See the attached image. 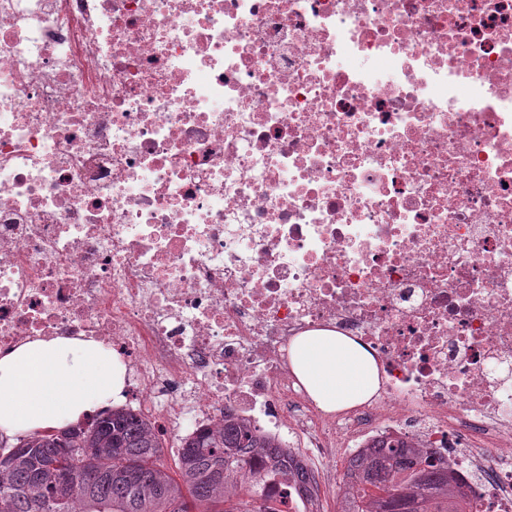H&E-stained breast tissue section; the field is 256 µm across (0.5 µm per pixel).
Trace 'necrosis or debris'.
<instances>
[{"label": "necrosis or debris", "instance_id": "1", "mask_svg": "<svg viewBox=\"0 0 512 512\" xmlns=\"http://www.w3.org/2000/svg\"><path fill=\"white\" fill-rule=\"evenodd\" d=\"M322 328L379 365L344 414ZM54 337L158 435L274 438L283 512L394 441L512 512V0H0V355ZM289 360L313 404L325 412L361 404L378 386V369L370 352L333 330L296 336L289 346Z\"/></svg>", "mask_w": 512, "mask_h": 512}]
</instances>
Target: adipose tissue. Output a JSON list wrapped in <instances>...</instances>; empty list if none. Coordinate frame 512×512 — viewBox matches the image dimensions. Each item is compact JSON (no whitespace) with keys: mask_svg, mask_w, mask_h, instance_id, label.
Here are the masks:
<instances>
[{"mask_svg":"<svg viewBox=\"0 0 512 512\" xmlns=\"http://www.w3.org/2000/svg\"><path fill=\"white\" fill-rule=\"evenodd\" d=\"M292 371L314 403L336 412L369 399L378 386L373 356L329 329L295 337ZM125 368L100 345L38 339L0 357V431L23 434L79 422L121 398Z\"/></svg>","mask_w":512,"mask_h":512,"instance_id":"adipose-tissue-1","label":"adipose tissue"}]
</instances>
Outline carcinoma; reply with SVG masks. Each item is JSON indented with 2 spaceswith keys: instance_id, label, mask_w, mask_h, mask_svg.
Instances as JSON below:
<instances>
[{
  "instance_id": "obj_1",
  "label": "carcinoma",
  "mask_w": 512,
  "mask_h": 512,
  "mask_svg": "<svg viewBox=\"0 0 512 512\" xmlns=\"http://www.w3.org/2000/svg\"><path fill=\"white\" fill-rule=\"evenodd\" d=\"M274 439L231 417L185 439L180 480L161 462L151 424L124 409L86 422L19 435L0 444V512H282L259 493L235 494L247 460L306 479ZM340 512H466L448 463L404 443L353 458L342 478Z\"/></svg>"
}]
</instances>
